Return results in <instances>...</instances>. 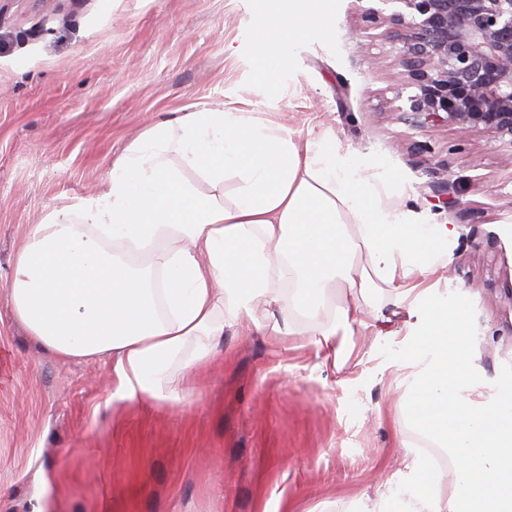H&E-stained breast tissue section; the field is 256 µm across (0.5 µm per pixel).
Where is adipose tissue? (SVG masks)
I'll return each mask as SVG.
<instances>
[{
	"mask_svg": "<svg viewBox=\"0 0 512 512\" xmlns=\"http://www.w3.org/2000/svg\"><path fill=\"white\" fill-rule=\"evenodd\" d=\"M323 2L258 14L256 55L279 56ZM398 191L331 132L298 140L248 112H184L130 142L105 191L30 229L13 261L12 307L47 352L109 360V403L172 406V367L210 361L225 330L285 339L315 320L311 345L336 358L337 337L407 313L404 408L422 438L449 449L451 476L407 450L404 471L356 512H512V374L478 370L467 305L440 288L455 230L393 203ZM341 284L352 299L338 304Z\"/></svg>",
	"mask_w": 512,
	"mask_h": 512,
	"instance_id": "adipose-tissue-1",
	"label": "adipose tissue"
}]
</instances>
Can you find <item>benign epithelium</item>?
I'll use <instances>...</instances> for the list:
<instances>
[{"label":"benign epithelium","instance_id":"7a95c632","mask_svg":"<svg viewBox=\"0 0 512 512\" xmlns=\"http://www.w3.org/2000/svg\"><path fill=\"white\" fill-rule=\"evenodd\" d=\"M361 12L357 33L398 30L395 62L413 89L397 107L419 128L480 129L512 146V0H380Z\"/></svg>","mask_w":512,"mask_h":512}]
</instances>
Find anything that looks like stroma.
Masks as SVG:
<instances>
[{"mask_svg":"<svg viewBox=\"0 0 512 512\" xmlns=\"http://www.w3.org/2000/svg\"><path fill=\"white\" fill-rule=\"evenodd\" d=\"M279 0H0V512H354L421 438L397 340L355 336L340 363L265 332H225L175 406L107 405L105 361H64L15 317L14 255L52 208L106 190L145 128L185 108L251 112L299 140L330 130L454 226L448 287L469 303L487 376L512 370V169L494 134L394 113L388 27L359 48L373 0H336L326 31L283 51L266 83L250 47ZM379 58L370 68L367 56Z\"/></svg>","mask_w":512,"mask_h":512,"instance_id":"stroma-1","label":"stroma"}]
</instances>
